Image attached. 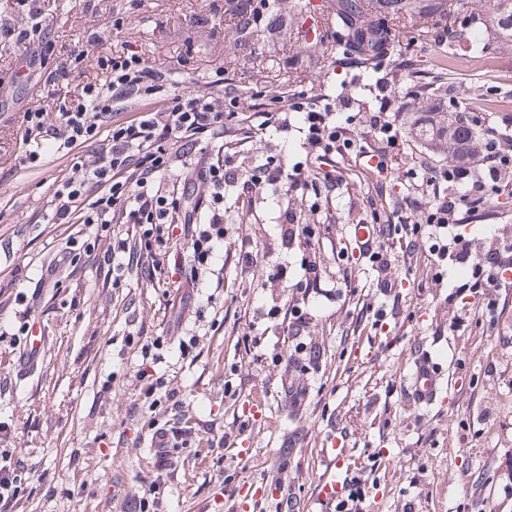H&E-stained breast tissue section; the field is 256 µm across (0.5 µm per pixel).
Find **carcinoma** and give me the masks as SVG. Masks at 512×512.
I'll return each mask as SVG.
<instances>
[{
  "instance_id": "1",
  "label": "carcinoma",
  "mask_w": 512,
  "mask_h": 512,
  "mask_svg": "<svg viewBox=\"0 0 512 512\" xmlns=\"http://www.w3.org/2000/svg\"><path fill=\"white\" fill-rule=\"evenodd\" d=\"M297 19L316 14L329 33V56L334 64L372 77L379 74L381 61L396 56L400 34L414 29L425 40L452 37L457 21L477 22L473 32L491 24L503 43L512 44V0H486L487 15L465 13L467 0H324L326 11L310 12L311 0H291ZM236 41L254 39L268 29L266 0H239L231 11ZM432 139L454 155L464 149L478 153L480 140L472 125H460L457 116L446 112L439 119Z\"/></svg>"
}]
</instances>
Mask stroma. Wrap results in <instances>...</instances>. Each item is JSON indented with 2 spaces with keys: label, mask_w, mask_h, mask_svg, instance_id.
I'll list each match as a JSON object with an SVG mask.
<instances>
[{
  "label": "stroma",
  "mask_w": 512,
  "mask_h": 512,
  "mask_svg": "<svg viewBox=\"0 0 512 512\" xmlns=\"http://www.w3.org/2000/svg\"><path fill=\"white\" fill-rule=\"evenodd\" d=\"M280 26L272 33L233 46L226 0H45L40 20L29 17L27 0H0V18L29 29L41 55L28 62L13 42H0V319L30 317L39 326L40 361L19 368L22 342L0 337V421L11 434L0 448L38 465L24 492L5 512H122L153 473V450L129 404L139 396L136 372L141 353L127 345L128 334L194 338L186 356L169 345L153 350L154 376L184 393V411L204 440L178 449L174 469L163 476L158 512H222L225 490L264 479L283 467L285 491L301 512H315L314 491L323 469V442L339 432L363 468L381 512H479L491 501L495 512H512V292L496 321L476 318L479 298L470 269L448 266L443 282L411 291L396 308L377 283L400 280L401 265L379 270L348 256L353 224L370 217L367 187L349 171L337 183L336 207L312 210L308 199L290 196L307 222L325 221L317 251L282 240L275 224L280 190L245 200L235 187L224 189V251L198 272L201 288L195 312L178 315L169 296L189 272L170 267L159 281L134 274L114 281L112 268L75 247L72 261L57 266L59 287L41 282L42 269L56 265L60 250L77 236L75 224H52L46 202L70 159L45 149L33 165L18 143L21 113L38 106L54 122L65 94H79L99 80L92 62L100 46L129 50L169 74L168 91L181 94L210 88L231 92L225 111L246 112L259 90L281 98L288 123L243 141L235 160L243 168L266 158L302 165L312 147L293 96L304 91L317 110L334 113L338 126L358 131L360 113L397 109L417 85L412 69L384 71L383 82L365 93L364 76L330 65L321 50L289 41L296 19L288 0H269ZM457 48L481 56L476 69L455 68L438 84L433 102L450 101L460 112L488 97L482 115L491 126L512 128V47L493 29L481 36L462 32ZM85 54L68 86L49 73L69 54ZM249 234L259 251L251 267H240L234 249ZM318 259L331 298H303V268ZM283 272L290 300L303 301L310 314L305 347L288 342L266 308L253 305L267 278ZM460 308L459 325H449L445 298ZM384 311L386 334H377L372 312ZM251 343L242 344L241 336ZM439 352L454 389L446 404H415L407 390L412 354ZM298 378L309 393L292 409L282 405L283 373ZM232 381L236 398L224 394ZM260 403L259 417H246L240 397ZM246 422L245 451L234 457L210 447L208 436L232 422Z\"/></svg>",
  "instance_id": "obj_1"
}]
</instances>
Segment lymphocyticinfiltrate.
<instances>
[{
    "instance_id": "lymphocytic-infiltrate-1",
    "label": "lymphocytic infiltrate",
    "mask_w": 512,
    "mask_h": 512,
    "mask_svg": "<svg viewBox=\"0 0 512 512\" xmlns=\"http://www.w3.org/2000/svg\"><path fill=\"white\" fill-rule=\"evenodd\" d=\"M95 65L105 73V81L83 86L80 96L62 107L58 123H47L42 109L26 108L21 141L33 164L41 161L39 145L45 141L73 155L49 202L53 223L132 225V239L116 238L104 252L119 269L153 278L162 254L175 246L183 249L192 271L176 300L180 309L195 306V269L208 264L224 244V211L218 203L225 185L249 197L285 182L290 190L312 197L313 210L330 207L326 191L335 187V177L274 161L249 170L232 163L242 130L262 132L272 126L277 97L259 91L251 111L228 112L223 97L201 90L167 95L166 71L137 54L107 49L99 52ZM148 95L163 96L161 107L104 125L113 103L133 104ZM305 123L310 144L323 156L341 157L351 149L344 129L336 127L328 113L307 110ZM360 127L364 148L380 157L379 171H387L390 151L401 137L396 114L365 113ZM172 140L179 143L173 152L167 147ZM203 141L219 143L221 157L195 156ZM511 172L512 133L488 128L480 160L462 154L448 168L423 167L419 180L405 185L396 209L372 211L380 242L366 251V258L382 270L400 262L411 280L419 239L433 238V264L470 267L473 288L485 291L484 312L497 315L501 292L512 287V241L491 225L477 246L466 227L491 195L512 189L507 181ZM390 239L399 243V252L387 247ZM139 377L144 384L139 399L129 405L130 414L165 406L168 420L148 421L147 430L166 437L171 448L186 447L197 431L183 417L180 390L145 371Z\"/></svg>"
}]
</instances>
